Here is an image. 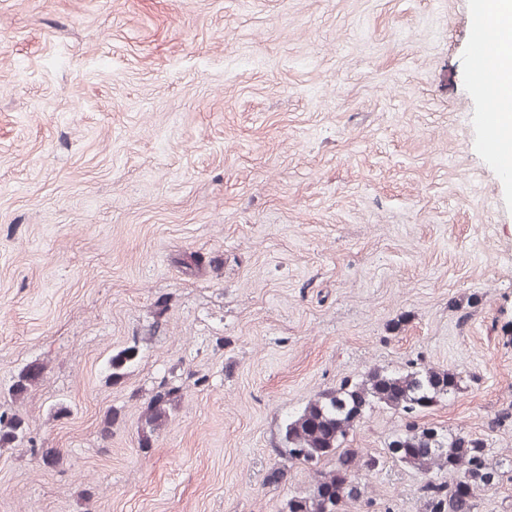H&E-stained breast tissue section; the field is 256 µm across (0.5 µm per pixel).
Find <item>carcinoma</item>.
I'll use <instances>...</instances> for the list:
<instances>
[{"label":"carcinoma","mask_w":512,"mask_h":512,"mask_svg":"<svg viewBox=\"0 0 512 512\" xmlns=\"http://www.w3.org/2000/svg\"><path fill=\"white\" fill-rule=\"evenodd\" d=\"M138 355L134 345L112 355L111 378L121 377V371ZM38 374L35 368L21 372L10 387L12 396L20 398ZM455 387L453 373L413 362L404 372L373 369L357 382L346 381L318 394L284 421L278 452L292 464L316 466L331 457L336 466L318 476L308 491L289 498L287 512H347L361 497L355 470H370L378 463L347 447L348 433L356 422L379 405L410 417L448 396ZM179 391L178 386L159 383L141 418V447H149L154 433L165 424L168 406ZM25 437L24 421L16 414L1 411L0 447L10 448ZM387 448L393 461L426 476L418 489L421 512H480V492L512 481V460L505 466L490 463L485 439L470 433L421 429L409 422L391 437ZM444 468L461 472L459 479L448 484L433 477L434 472Z\"/></svg>","instance_id":"cac0c4a2"}]
</instances>
